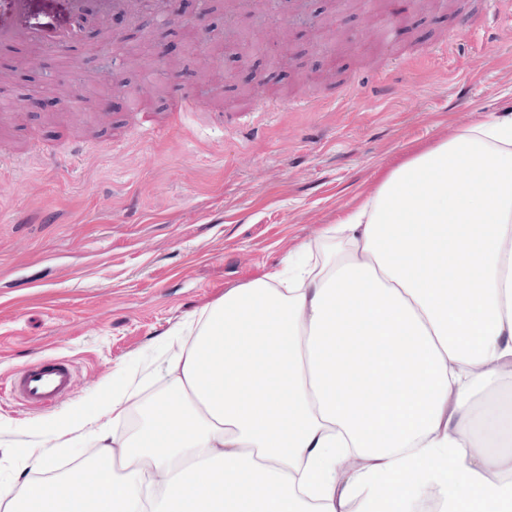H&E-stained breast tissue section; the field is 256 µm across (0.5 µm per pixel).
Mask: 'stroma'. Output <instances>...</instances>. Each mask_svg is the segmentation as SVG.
Returning <instances> with one entry per match:
<instances>
[{
	"label": "stroma",
	"mask_w": 512,
	"mask_h": 512,
	"mask_svg": "<svg viewBox=\"0 0 512 512\" xmlns=\"http://www.w3.org/2000/svg\"><path fill=\"white\" fill-rule=\"evenodd\" d=\"M164 11L162 23L143 11L138 39L108 16L51 51L0 43V155L25 159L0 164V483L22 473L34 423L160 362L178 322L282 266L463 121L512 108V0L427 13L279 0L259 17L165 0ZM228 18L264 48L231 78L212 51ZM94 42L115 44L116 62ZM159 42L173 65H158ZM186 95L196 110L169 112ZM31 100L44 111H26ZM283 100L303 107L252 123ZM45 357L71 363L74 384L32 408L10 377Z\"/></svg>",
	"instance_id": "stroma-1"
}]
</instances>
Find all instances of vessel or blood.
Returning <instances> with one entry per match:
<instances>
[{"instance_id": "vessel-or-blood-1", "label": "vessel or blood", "mask_w": 512, "mask_h": 512, "mask_svg": "<svg viewBox=\"0 0 512 512\" xmlns=\"http://www.w3.org/2000/svg\"><path fill=\"white\" fill-rule=\"evenodd\" d=\"M85 0H0V42L23 38L35 45L63 42L71 35L69 20L82 12ZM69 364L47 360L17 374L12 390L33 406H46L71 388Z\"/></svg>"}]
</instances>
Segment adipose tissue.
Masks as SVG:
<instances>
[{
  "instance_id": "adipose-tissue-1",
  "label": "adipose tissue",
  "mask_w": 512,
  "mask_h": 512,
  "mask_svg": "<svg viewBox=\"0 0 512 512\" xmlns=\"http://www.w3.org/2000/svg\"><path fill=\"white\" fill-rule=\"evenodd\" d=\"M170 344L96 418L42 425L26 468L93 452L1 485L0 512H415L430 488L440 512H512V117L400 163ZM83 446V442L77 440L70 444V448H57L52 464L54 475H63L76 466L74 463L83 456Z\"/></svg>"
}]
</instances>
